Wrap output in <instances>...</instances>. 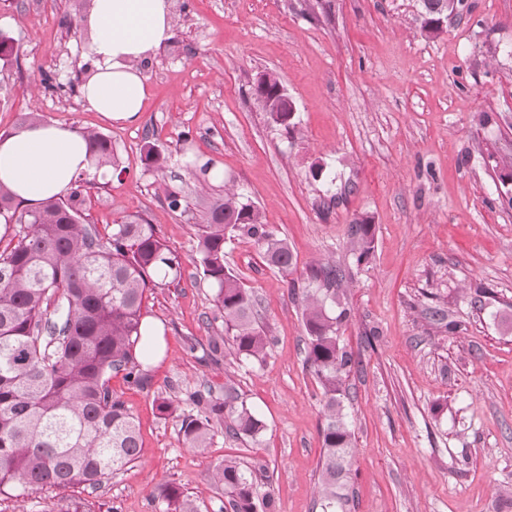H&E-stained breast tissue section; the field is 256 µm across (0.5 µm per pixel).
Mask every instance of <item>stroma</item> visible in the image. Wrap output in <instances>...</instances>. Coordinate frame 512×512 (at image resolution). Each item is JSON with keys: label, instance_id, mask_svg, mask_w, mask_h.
Masks as SVG:
<instances>
[{"label": "stroma", "instance_id": "35a3bbf8", "mask_svg": "<svg viewBox=\"0 0 512 512\" xmlns=\"http://www.w3.org/2000/svg\"><path fill=\"white\" fill-rule=\"evenodd\" d=\"M462 20L422 32L416 0H174V30L140 68L138 123L84 106L91 0H0V137L23 113L108 137L119 166L86 177L84 219L99 232L140 216L180 256V281L147 293L144 318L165 348L146 362L148 388L110 386L139 424V459L102 488L0 494V512H50L86 499L101 512H165L155 483L180 488L197 512L226 501L212 473L227 458L260 466L277 512H319L321 389L306 365L301 293L312 266L335 261L350 316L339 331L356 361L345 411L353 432L351 512H512V205L499 180L512 161V0H467ZM275 73L295 106L293 132L251 93ZM164 157L146 166L148 146ZM193 157L221 168L205 184ZM181 190L171 211L165 186ZM234 190L288 244L290 272L250 238L224 260L256 297L270 338L263 361L224 343L203 278L197 224ZM370 219L374 249L352 250L349 227ZM441 311L443 320L432 317ZM223 345L217 360L206 353ZM232 382L264 421L259 440L215 428L189 448L160 397Z\"/></svg>", "mask_w": 512, "mask_h": 512}]
</instances>
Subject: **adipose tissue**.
<instances>
[{"mask_svg": "<svg viewBox=\"0 0 512 512\" xmlns=\"http://www.w3.org/2000/svg\"><path fill=\"white\" fill-rule=\"evenodd\" d=\"M85 25L93 34L86 52L91 75L81 86L85 107L110 121L137 122L146 97L138 64L170 38L171 0H92ZM92 172L108 175L93 170L86 141L64 125L27 124L0 139V185L29 209Z\"/></svg>", "mask_w": 512, "mask_h": 512, "instance_id": "ef3b65f1", "label": "adipose tissue"}]
</instances>
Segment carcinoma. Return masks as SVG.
I'll return each instance as SVG.
<instances>
[{
    "label": "carcinoma",
    "instance_id": "cac0c4a2",
    "mask_svg": "<svg viewBox=\"0 0 512 512\" xmlns=\"http://www.w3.org/2000/svg\"><path fill=\"white\" fill-rule=\"evenodd\" d=\"M422 29L436 33L440 19L459 17L464 0H418ZM273 73L261 76L254 96L275 116L293 111L279 94ZM82 135L96 168L116 167L117 156L103 134ZM82 180L67 194L37 210L19 211L12 193L0 185V218L14 230L0 249V494L18 483L44 487L97 489L107 476L140 457L139 430L120 396L112 393V373L145 388L149 376L138 355L143 338L142 311L147 290L158 280L181 279L182 263L154 225L140 217L112 225L107 236L84 224ZM240 232L263 249L267 261L286 272L293 255L286 242L262 222L260 211L234 192L209 204L197 232L203 276L213 288V305L224 318V333L236 353L262 361L269 338L257 325L256 301L224 263L228 234ZM357 260L374 248L373 224H351ZM344 271L334 265L310 269L315 287L305 295L308 334L306 362L322 390L325 425L320 459L318 505L321 512H347L344 493L350 470L352 432L344 413V378L355 365L340 344ZM191 413L181 416L189 447L208 448L215 426L236 439L258 440L263 421L240 400L233 386L215 395L204 388L190 393ZM214 482L224 487L231 512H275L270 493L257 491L260 470L234 459L219 464ZM154 494L173 512H195L179 488L159 483Z\"/></svg>",
    "mask_w": 512,
    "mask_h": 512
}]
</instances>
